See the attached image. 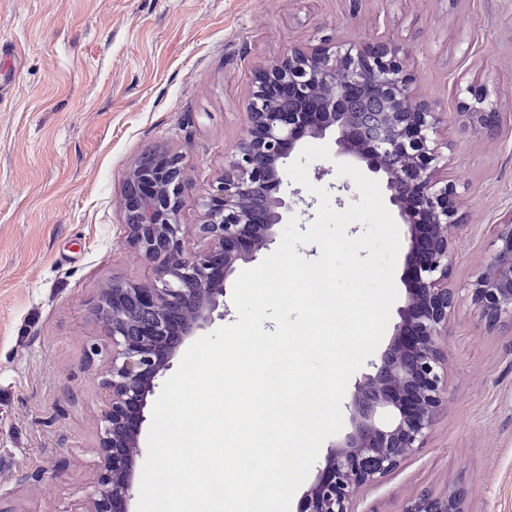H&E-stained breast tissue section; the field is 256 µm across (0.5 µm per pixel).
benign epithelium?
<instances>
[{"label": "benign epithelium", "mask_w": 512, "mask_h": 512, "mask_svg": "<svg viewBox=\"0 0 512 512\" xmlns=\"http://www.w3.org/2000/svg\"><path fill=\"white\" fill-rule=\"evenodd\" d=\"M457 115L488 130L502 121L497 102L470 83ZM379 105L369 114L364 108ZM249 131L203 196L184 178L183 156L165 148L125 173V243L150 266L144 282L114 281L99 297V325L112 346L104 381L111 393L101 418L99 473L83 512H130L147 398L184 340L224 319V294L238 264L257 260L276 229L314 201L287 191L288 160L309 139L334 137L344 158L385 179L388 201L405 227L401 280L405 302L389 341L354 378L345 408L351 430L326 449L295 512H356L368 487L425 447L445 395L455 290L453 232L461 198L440 165L448 143L437 101L421 98L402 45L384 35L321 39L291 47L255 69ZM198 200L200 244L189 248L181 215ZM493 253L467 285L480 316L512 324V213L493 225ZM460 490H423L402 512H464Z\"/></svg>", "instance_id": "obj_1"}]
</instances>
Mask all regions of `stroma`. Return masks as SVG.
<instances>
[{
    "label": "stroma",
    "mask_w": 512,
    "mask_h": 512,
    "mask_svg": "<svg viewBox=\"0 0 512 512\" xmlns=\"http://www.w3.org/2000/svg\"><path fill=\"white\" fill-rule=\"evenodd\" d=\"M376 30L404 47L448 114L465 205L454 241L448 397L426 444L368 487L358 512H402L427 489L466 512H512V328L465 292L512 213V0H0V507L80 512L97 479L111 346L101 288L144 281L123 246L124 174L149 149L184 155L206 192L243 136L255 69L312 37ZM504 117L478 132L456 86Z\"/></svg>",
    "instance_id": "stroma-1"
}]
</instances>
